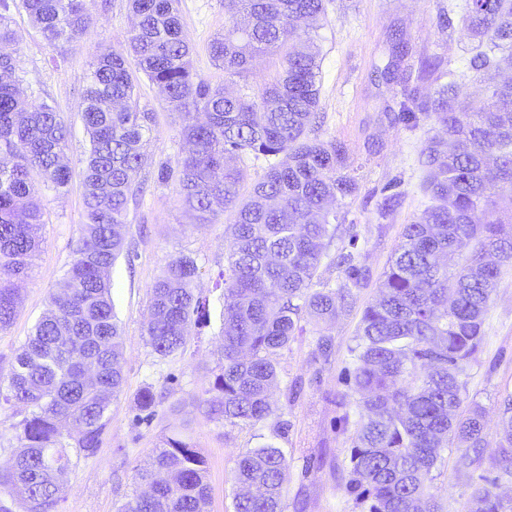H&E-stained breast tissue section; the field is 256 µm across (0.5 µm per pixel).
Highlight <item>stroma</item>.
I'll return each mask as SVG.
<instances>
[{
    "instance_id": "obj_1",
    "label": "stroma",
    "mask_w": 512,
    "mask_h": 512,
    "mask_svg": "<svg viewBox=\"0 0 512 512\" xmlns=\"http://www.w3.org/2000/svg\"><path fill=\"white\" fill-rule=\"evenodd\" d=\"M448 0H325L326 18L319 29L321 93L318 118L311 134L337 140L348 150L359 191L342 201L341 210L354 219L360 234L361 261L372 273L359 291L351 312L325 326L335 339L330 360L318 357L319 330L307 325L277 357L279 379L271 395L274 414L253 426H231L210 421L199 401L218 372L222 350L216 341L221 328L222 301L213 283L225 265L229 248L227 226L232 217L219 213L214 223L189 230L174 186L150 185L142 198L130 202L126 234L136 240L139 258L134 266L117 261L112 270L115 311L123 330L124 389L112 404V421L95 455L75 459L65 475L59 512H117L141 490L134 475L147 464L162 437L190 424L193 436L208 460V512H234L231 478L241 452L275 441L288 460L284 484V512H367L348 494L352 440L359 427L356 397L347 383L355 366L352 353L362 311L377 293L387 261L401 232L426 202L424 171L418 157L431 136L427 128L413 131L391 126L383 110L396 106L398 88L375 79V70L388 60V37L397 32L413 48L411 68L423 55L437 54L461 66L473 41L461 25L451 31L437 24L439 9ZM95 18L91 31L63 49L49 47L24 10L11 12L17 35L19 84L30 100L57 108L72 136L66 155L71 168L66 196L43 193V243L34 260L31 279L22 294L13 326L0 332V356L9 358L24 343L46 308L47 299L72 258L83 222L81 170L88 148L82 122V92L95 56L103 50L126 52L133 16L128 0H91ZM183 30L193 43L194 70L212 83L224 81V71L209 55L211 40L224 31V0H181ZM140 105L152 109L156 124L146 146L150 161L176 163L181 149L182 118L169 111L145 77L137 79ZM399 179L405 200L388 219H379L376 195L391 179ZM183 254L194 257L201 284L210 291L207 326L191 328L182 353L161 359L153 355L142 334L147 290L166 264ZM164 394L151 422L138 418L136 395L144 387ZM512 395V266L503 268L485 318V339L465 378L464 405L485 410L486 444L480 462L460 467V448L443 449V465L433 491L443 512H466L475 488L484 478L494 479V490L512 499V478L498 467L501 403ZM287 425L274 436L276 422Z\"/></svg>"
}]
</instances>
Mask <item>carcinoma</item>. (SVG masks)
<instances>
[{"mask_svg":"<svg viewBox=\"0 0 512 512\" xmlns=\"http://www.w3.org/2000/svg\"><path fill=\"white\" fill-rule=\"evenodd\" d=\"M88 0H0V331L16 318L21 286L30 278L45 227L41 191L68 192L71 170L63 162L70 129L46 102L20 96L10 8L23 9L47 44L61 47L94 25ZM325 0H224V34L209 54L225 80L242 77L258 54L280 61L277 77L256 97L192 72L193 48L182 30L179 0H130L136 23L127 54L105 50L92 64L83 91L82 120L89 149L82 171L84 223L74 257L49 297L46 310L15 355L0 366V407L16 419L23 441L0 468V512L21 492L23 512H56L63 499L58 475L72 465L69 449L92 456L124 384L122 328L113 302L112 269L131 266L136 245L127 240L130 199L140 191L148 158L143 147L155 113L139 108L128 58L180 113L186 150L176 165L147 171L173 184L185 213L199 229L222 205L232 212L222 290L219 339L224 361L204 399L217 423L255 425L272 414L269 393L276 356L304 332L309 317L325 323L350 311L370 269L360 261L356 224L333 207L354 195L357 178L345 166L347 148L309 136L320 101L321 58L312 33L325 17ZM462 26L475 42L467 70L481 74L512 66V0H465ZM408 43L393 42L383 81L402 86L391 125L436 131L422 150L427 204L395 248L379 297L362 311L356 332L357 364L351 373L360 409L346 490L368 512H440L431 492L433 471L448 441L465 452L464 467L484 447L483 410L457 415L462 376L485 338V316L500 267L512 265V81L487 88L471 101L466 74L444 67L435 55L422 74L436 83L422 94L409 87ZM264 160L250 179L245 159ZM401 181L381 189L380 218L401 206ZM341 241L331 264L336 280L317 275L325 245ZM473 244L462 260L458 249ZM210 318V298L199 284L194 258L172 259L150 286L143 335L160 358L185 347L193 326ZM139 410L150 420L157 407L147 386ZM499 443L502 473L512 477V396L502 403ZM288 467L273 442L240 455L232 475L235 512H283ZM208 462L189 425L164 436L151 461L135 469L149 487L118 512H207ZM468 512H512L490 489L471 496Z\"/></svg>","mask_w":512,"mask_h":512,"instance_id":"cac0c4a2","label":"carcinoma"}]
</instances>
